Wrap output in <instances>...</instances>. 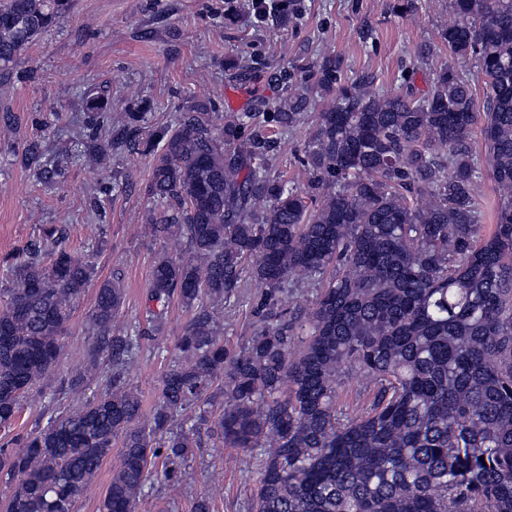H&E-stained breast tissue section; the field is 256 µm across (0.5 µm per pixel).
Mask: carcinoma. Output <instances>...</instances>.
<instances>
[{
  "mask_svg": "<svg viewBox=\"0 0 512 512\" xmlns=\"http://www.w3.org/2000/svg\"><path fill=\"white\" fill-rule=\"evenodd\" d=\"M450 7L439 43L416 51L419 61L448 52L418 99L372 94L367 78L343 79L341 60L326 57L302 67L306 90L277 112L224 118L199 107L150 133L143 115L114 117L93 100L63 158L37 139L25 146L39 179L114 147L153 156L149 194L164 211L149 230L187 249L154 262L145 321L161 333L173 296L191 318L145 428L141 398L121 381L144 332L111 335L123 289L99 285L90 319L111 355L112 389L0 453L13 484L3 512H73L117 443L100 512H136L154 460L164 457L172 481L200 447L197 425L175 431V417L219 379L224 413L199 422L258 471L250 512H512V0ZM70 8L0 0V83ZM466 58L483 76L482 101L457 68ZM315 87L336 100L318 113L304 158L313 205L259 164L273 140L243 132L298 127ZM486 178L497 203L482 234ZM66 237L47 225L4 259L13 285L0 291V428L60 363L74 302L94 277ZM245 277L260 288L255 321L230 351L213 309ZM301 288L316 291L308 310L288 306ZM357 375L372 396L350 411L341 393Z\"/></svg>",
  "mask_w": 512,
  "mask_h": 512,
  "instance_id": "cac0c4a2",
  "label": "carcinoma"
}]
</instances>
